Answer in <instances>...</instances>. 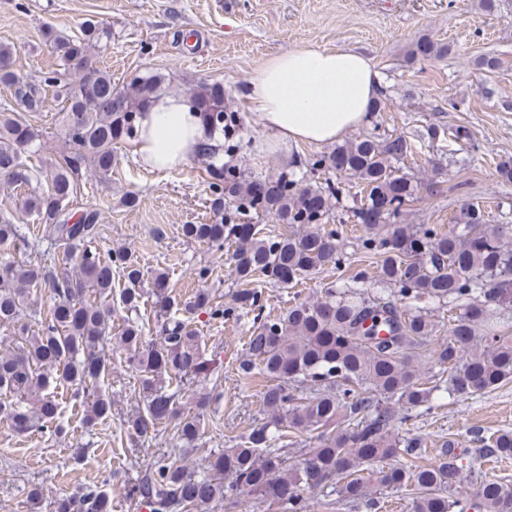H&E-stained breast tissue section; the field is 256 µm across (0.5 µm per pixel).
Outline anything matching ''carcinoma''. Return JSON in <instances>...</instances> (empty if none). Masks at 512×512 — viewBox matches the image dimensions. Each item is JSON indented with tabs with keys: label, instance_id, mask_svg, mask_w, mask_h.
I'll return each instance as SVG.
<instances>
[{
	"label": "carcinoma",
	"instance_id": "cac0c4a2",
	"mask_svg": "<svg viewBox=\"0 0 512 512\" xmlns=\"http://www.w3.org/2000/svg\"><path fill=\"white\" fill-rule=\"evenodd\" d=\"M44 37L59 64L36 82L16 72L11 47L0 45V86L20 106L0 111V174L18 187L44 177L47 189L32 190L24 198V212L46 221L45 240L63 250V264H73L76 272L57 269L54 257L36 264L0 260L1 326L18 321L31 290L40 288L52 297L41 329L20 328L16 349L0 355V393L16 397L1 403L0 413L18 430L38 423L64 438L54 390H83L109 370L105 349L112 342V311L98 300L112 294V272L119 269L128 282L123 307L138 311L143 277L127 251L113 249L103 260L86 248L97 234V213H84L69 224L66 206L80 193L82 169L100 177L112 173L114 144L134 138L141 113L164 94L167 78L136 76L119 87L112 74L97 68L77 95L68 76L82 74L81 64L90 61L92 49L111 32L87 18L78 36L51 29ZM441 50L434 41L421 39L411 56L428 59ZM47 87L59 106L65 149L34 170L23 163L21 151L39 140L40 131L25 113L43 111ZM187 100L212 131L224 134V154L236 155L238 119L224 101V86L200 84L189 90ZM445 135L436 125L409 135L382 133L375 125L305 160L312 176L334 174L316 186L288 169L260 179L236 164H209L214 221L185 224L182 231L217 251L226 243L234 246L229 260L239 281L286 287L324 268L341 270L348 257L339 230L327 223L332 210L342 206L346 185L355 183L362 196L347 210V220L361 226L357 246L375 259L376 278L385 291L365 290L368 276L361 270L351 285L297 302L284 318L263 314L255 290L237 292L227 308L212 305L208 293L200 291L183 304L180 316L163 322L157 346L144 344L136 320H125L119 343L132 352L145 400L144 410L131 422L139 438L156 435L170 423L182 447L200 438L206 397L197 401L198 411L188 413L178 406L180 388L164 384L166 378L181 383L211 375L212 360L200 354L191 328L199 311L216 319L255 313L259 322L247 338L239 369L245 375L257 369L277 381L262 393L267 421L236 447L212 456L209 474L197 475L174 460L159 464L136 487L150 512H202L228 498L251 495L276 501L285 512H307L304 493L319 488L336 493V506L359 512H382L386 494L407 490L412 491L410 512H512V482L482 471L490 460L512 458V431L478 430L474 441L479 448L468 458L457 452L459 442L444 436L434 462H395L425 452L419 437L401 435L398 427L416 417L434 392L468 399L512 380V335L500 313L512 304V224H489L482 208L470 203L446 232L404 223L419 191L434 192L436 181L416 180L400 163L414 155L416 143L442 141ZM259 216L272 217L290 231L264 232L252 222ZM0 244L39 249L20 220L3 212ZM153 285L156 310L168 312L172 300L166 274L156 272ZM89 292L97 301L86 299ZM423 299L446 304L451 312L448 338L433 351L439 371L427 378L420 375L418 362L422 348L437 336V323L418 306ZM111 413L112 400L99 394L88 405L85 423L93 426ZM288 432L309 438L297 461L278 447ZM465 469L479 479L471 497L452 489ZM110 509L108 493L88 487L55 501V512Z\"/></svg>",
	"mask_w": 512,
	"mask_h": 512
}]
</instances>
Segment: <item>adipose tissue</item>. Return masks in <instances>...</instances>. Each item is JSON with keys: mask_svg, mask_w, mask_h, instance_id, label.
<instances>
[{"mask_svg": "<svg viewBox=\"0 0 512 512\" xmlns=\"http://www.w3.org/2000/svg\"><path fill=\"white\" fill-rule=\"evenodd\" d=\"M382 79L370 59L349 47L292 48L273 55L252 74L247 95L273 144L336 142L369 118ZM220 147L183 97L164 95L145 112L131 141L138 163L172 170L204 146Z\"/></svg>", "mask_w": 512, "mask_h": 512, "instance_id": "ef3b65f1", "label": "adipose tissue"}]
</instances>
